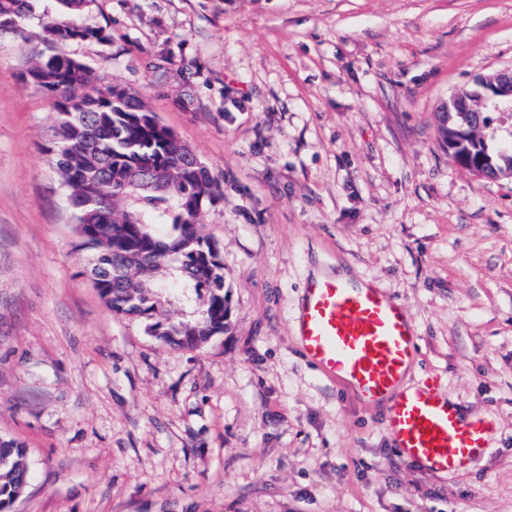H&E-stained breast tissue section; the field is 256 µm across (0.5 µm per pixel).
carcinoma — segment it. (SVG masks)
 Returning <instances> with one entry per match:
<instances>
[{"label":"carcinoma","instance_id":"obj_1","mask_svg":"<svg viewBox=\"0 0 512 512\" xmlns=\"http://www.w3.org/2000/svg\"><path fill=\"white\" fill-rule=\"evenodd\" d=\"M93 0H60L68 20L44 23L46 41L62 44L101 39L103 30L80 22ZM32 10L30 0H0V30L21 32ZM45 81L38 87L55 100L81 96L86 107L56 111L50 152L74 213L81 247L93 253L90 274L100 296L113 312L150 318L156 311L157 288H206L208 297L191 319L158 321L153 335L179 348L195 349L224 331V265H206L202 251L213 241L199 231L205 203L216 197L209 169L170 139V128H157L154 113L114 86H99L82 63L54 55L38 56ZM455 112L438 115V137L448 146L459 129ZM460 155H489L504 171L512 170V147L488 127L466 134ZM169 224L161 236L152 225ZM25 451L0 436V512H8L28 482Z\"/></svg>","mask_w":512,"mask_h":512}]
</instances>
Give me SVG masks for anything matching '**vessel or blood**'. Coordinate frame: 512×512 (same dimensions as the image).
<instances>
[{
    "instance_id": "vessel-or-blood-1",
    "label": "vessel or blood",
    "mask_w": 512,
    "mask_h": 512,
    "mask_svg": "<svg viewBox=\"0 0 512 512\" xmlns=\"http://www.w3.org/2000/svg\"><path fill=\"white\" fill-rule=\"evenodd\" d=\"M306 358L348 380L368 403L388 400L386 430L403 458L452 476L489 447L493 423L462 417L436 381L405 384L416 353L409 310L382 289L330 276L310 279L296 317Z\"/></svg>"
}]
</instances>
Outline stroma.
<instances>
[{"mask_svg":"<svg viewBox=\"0 0 512 512\" xmlns=\"http://www.w3.org/2000/svg\"><path fill=\"white\" fill-rule=\"evenodd\" d=\"M59 0L0 32V435L26 452L10 512H512V179L455 163L436 113L512 68V0H92L104 41L58 53L137 97L209 168L201 215L224 265L223 333L170 346L89 277L48 152L49 98L22 75ZM405 305L411 380L495 432L448 477L403 460L385 404L305 357L313 271ZM204 291H160L188 319Z\"/></svg>","mask_w":512,"mask_h":512,"instance_id":"obj_1","label":"stroma"}]
</instances>
